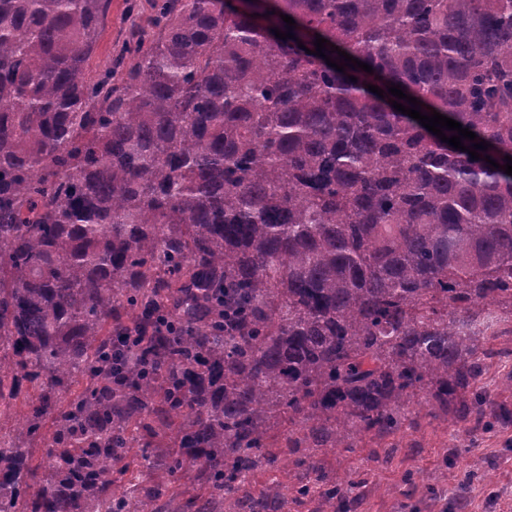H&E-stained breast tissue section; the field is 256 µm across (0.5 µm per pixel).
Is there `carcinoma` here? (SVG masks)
I'll return each mask as SVG.
<instances>
[{
    "label": "carcinoma",
    "mask_w": 512,
    "mask_h": 512,
    "mask_svg": "<svg viewBox=\"0 0 512 512\" xmlns=\"http://www.w3.org/2000/svg\"><path fill=\"white\" fill-rule=\"evenodd\" d=\"M111 5L0 0V512H357L321 454L512 422V0H150L100 70ZM511 370L512 362L507 368L502 367L497 362H493L489 365L487 373L490 382L495 386L498 399L507 400L509 403H512ZM506 375L509 377L508 382L504 381Z\"/></svg>",
    "instance_id": "1"
}]
</instances>
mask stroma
Here are the masks:
<instances>
[{
	"instance_id": "1",
	"label": "stroma",
	"mask_w": 512,
	"mask_h": 512,
	"mask_svg": "<svg viewBox=\"0 0 512 512\" xmlns=\"http://www.w3.org/2000/svg\"><path fill=\"white\" fill-rule=\"evenodd\" d=\"M473 446L494 466L498 499H489L482 484L459 487L463 459L451 458L455 448ZM368 452L377 454L371 463L370 483L358 512H407L406 505L420 502L422 512H444L447 499L457 493L468 498V512H512V423L497 432L484 433L459 424L448 429L433 421L427 413L415 416L412 428L392 439L371 440ZM416 473L417 487L405 482L408 473ZM431 484L441 492L440 498L422 500L420 485Z\"/></svg>"
}]
</instances>
